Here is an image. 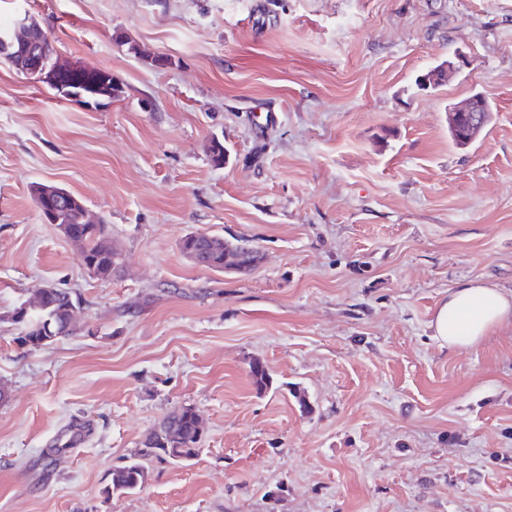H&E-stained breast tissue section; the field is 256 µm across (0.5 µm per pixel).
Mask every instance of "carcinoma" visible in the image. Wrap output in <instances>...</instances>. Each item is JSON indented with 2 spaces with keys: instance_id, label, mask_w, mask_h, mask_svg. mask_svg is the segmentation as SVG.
I'll return each mask as SVG.
<instances>
[{
  "instance_id": "1",
  "label": "carcinoma",
  "mask_w": 512,
  "mask_h": 512,
  "mask_svg": "<svg viewBox=\"0 0 512 512\" xmlns=\"http://www.w3.org/2000/svg\"><path fill=\"white\" fill-rule=\"evenodd\" d=\"M60 83L77 84L89 94H105L107 89L117 91L112 85V73L105 70H89L75 67L64 75H52ZM82 208L60 207V223L66 224L79 234L85 243L81 248L82 261L91 265L95 277L110 279L120 273L121 254L109 243L110 230L107 224H85ZM190 248L196 252L195 263L213 271L247 273L258 262V251L250 249L238 253L239 261L235 266L224 265V239L205 234H190ZM71 292L59 290L50 297L33 315L30 332L20 339V343L30 349L43 346V341L50 343L74 334L76 328L74 311L70 305ZM250 374L256 389L267 391L271 386V377L265 365L255 360L250 365ZM202 436L192 419L190 408L184 406L167 414L146 440L143 448L135 457L112 470L108 490L115 493H127L142 487L147 476L146 461L156 458L172 463L188 460L197 455Z\"/></svg>"
}]
</instances>
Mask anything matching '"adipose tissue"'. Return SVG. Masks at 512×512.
I'll return each instance as SVG.
<instances>
[{"label": "adipose tissue", "instance_id": "adipose-tissue-1", "mask_svg": "<svg viewBox=\"0 0 512 512\" xmlns=\"http://www.w3.org/2000/svg\"><path fill=\"white\" fill-rule=\"evenodd\" d=\"M440 347L474 349L495 331L512 328V291L484 280H464L449 289L431 322Z\"/></svg>", "mask_w": 512, "mask_h": 512}]
</instances>
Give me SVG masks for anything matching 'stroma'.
<instances>
[{"label": "stroma", "mask_w": 512, "mask_h": 512, "mask_svg": "<svg viewBox=\"0 0 512 512\" xmlns=\"http://www.w3.org/2000/svg\"><path fill=\"white\" fill-rule=\"evenodd\" d=\"M23 12L118 97L0 62V315L46 282L83 307L32 350L0 322V512H512V332L451 353L431 328L460 280L512 289V0H0ZM475 94L495 109L460 149L448 108ZM38 183L109 225L118 276L86 273ZM189 234L262 260L204 268ZM182 406L197 456L107 493Z\"/></svg>", "instance_id": "obj_1"}]
</instances>
